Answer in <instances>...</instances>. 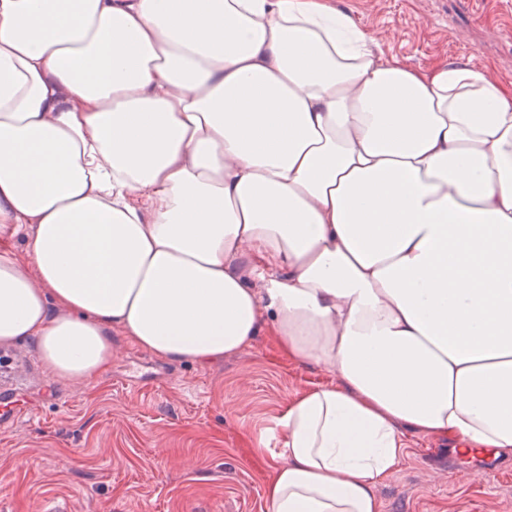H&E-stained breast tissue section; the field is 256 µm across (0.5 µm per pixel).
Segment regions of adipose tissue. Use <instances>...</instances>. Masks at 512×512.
Wrapping results in <instances>:
<instances>
[{
	"instance_id": "ef3b65f1",
	"label": "adipose tissue",
	"mask_w": 512,
	"mask_h": 512,
	"mask_svg": "<svg viewBox=\"0 0 512 512\" xmlns=\"http://www.w3.org/2000/svg\"><path fill=\"white\" fill-rule=\"evenodd\" d=\"M0 344L201 365L272 327L266 512H377L408 432L512 452V83L328 0H0Z\"/></svg>"
}]
</instances>
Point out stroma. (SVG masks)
I'll use <instances>...</instances> for the list:
<instances>
[{
	"instance_id": "obj_1",
	"label": "stroma",
	"mask_w": 512,
	"mask_h": 512,
	"mask_svg": "<svg viewBox=\"0 0 512 512\" xmlns=\"http://www.w3.org/2000/svg\"><path fill=\"white\" fill-rule=\"evenodd\" d=\"M413 67H484L512 82V0H329ZM262 331L208 365L166 361L121 334L109 369L52 374L32 343L0 345V393L20 420L0 425V512H265L282 460L277 417L299 391L329 384ZM264 448H257L258 439ZM451 438H413L376 489L378 512H512L510 471L448 476Z\"/></svg>"
}]
</instances>
